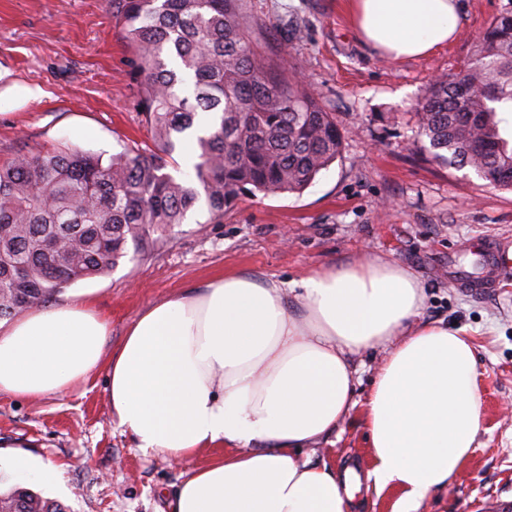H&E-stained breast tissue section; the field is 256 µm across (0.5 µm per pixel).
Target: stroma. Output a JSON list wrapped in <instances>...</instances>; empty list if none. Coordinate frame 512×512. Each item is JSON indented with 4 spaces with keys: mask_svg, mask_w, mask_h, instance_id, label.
<instances>
[{
    "mask_svg": "<svg viewBox=\"0 0 512 512\" xmlns=\"http://www.w3.org/2000/svg\"><path fill=\"white\" fill-rule=\"evenodd\" d=\"M512 0H462L448 46L391 60L363 42L348 0H244L265 22L268 49L336 118V161L302 193L245 196L219 222L189 214L164 242L107 276L56 295L81 292L116 349L151 303L231 274L298 281L366 259L414 274L425 295L420 321L465 329L480 373L481 423L459 475L419 512H505L512 506V276L484 297L453 284L449 267L478 276L471 238L512 239V191L484 186L469 169L433 161L416 143V104L436 76L459 74L473 43ZM134 54L108 0H0V163L72 143L106 155L151 142L129 78ZM40 87L37 99L26 87ZM384 349L352 358L359 406L313 463L365 473L371 450L364 411ZM0 448L59 467L54 488L29 482L69 512H168L175 487L206 455L174 461L145 454L118 427L105 368L60 395L30 400L0 394Z\"/></svg>",
    "mask_w": 512,
    "mask_h": 512,
    "instance_id": "1",
    "label": "stroma"
}]
</instances>
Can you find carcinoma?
<instances>
[{
  "label": "carcinoma",
  "instance_id": "1",
  "mask_svg": "<svg viewBox=\"0 0 512 512\" xmlns=\"http://www.w3.org/2000/svg\"><path fill=\"white\" fill-rule=\"evenodd\" d=\"M135 54L129 73L153 148L105 156L72 144L0 165V320L48 304L72 284L167 239L205 206L220 221L240 197L300 193L339 156L333 113L267 52L242 0H109ZM432 157L512 190V10L495 16L465 70L441 76L417 106ZM192 141L193 175L167 172ZM10 512H68L27 488L0 494Z\"/></svg>",
  "mask_w": 512,
  "mask_h": 512
}]
</instances>
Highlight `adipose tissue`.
<instances>
[{
	"label": "adipose tissue",
	"instance_id": "1",
	"mask_svg": "<svg viewBox=\"0 0 512 512\" xmlns=\"http://www.w3.org/2000/svg\"><path fill=\"white\" fill-rule=\"evenodd\" d=\"M358 35L393 59L432 54L457 32L461 0H351ZM288 286L240 274L154 302L103 359L107 326L77 296L0 324V393L37 399L107 366L112 414L145 453L209 459L181 482L171 512H350L354 490L303 451L356 402L350 357L389 345L365 404L366 479L417 512L474 451L480 426L473 341L420 322L422 288L378 260ZM60 481L56 467L0 450V478Z\"/></svg>",
	"mask_w": 512,
	"mask_h": 512
}]
</instances>
